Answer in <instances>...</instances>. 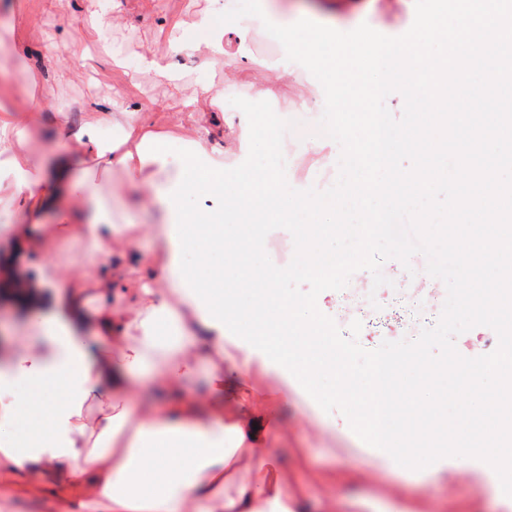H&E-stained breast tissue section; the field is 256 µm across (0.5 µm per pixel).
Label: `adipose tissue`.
<instances>
[{
  "instance_id": "obj_1",
  "label": "adipose tissue",
  "mask_w": 512,
  "mask_h": 512,
  "mask_svg": "<svg viewBox=\"0 0 512 512\" xmlns=\"http://www.w3.org/2000/svg\"><path fill=\"white\" fill-rule=\"evenodd\" d=\"M237 33L225 23L202 33L189 19L171 31L169 48L220 56ZM223 100V87L211 79L198 81L186 97L194 115L186 138L219 163L224 146L212 142L213 126L226 125L236 145L244 127L225 121L217 110ZM106 124L121 128L122 138L104 141ZM36 125L32 111L0 114V186L12 190L10 220L1 233L13 252L0 262V286L20 288L35 331L0 358V478L37 486L47 472L62 470L71 491L62 512H76L79 496L92 497L105 512H302L287 488L267 475V436L257 425L272 406L259 398L224 411L225 394L264 358L240 345L225 352L224 331L205 321L174 274L173 217L160 195L177 179L164 174L165 138L149 130L141 113L102 101L85 114L78 158L62 154L49 164L20 148ZM90 161L123 171L144 204L159 211L162 263L142 255L114 282L67 280L52 266L41 268L34 281H19L15 259L59 236L58 225L45 221L51 211L75 225L72 238L86 265L127 246L98 181L73 171L75 163ZM116 285L125 303L103 305L86 320L89 291L104 295ZM105 341L117 344V354L94 353V344ZM201 366L206 400L184 387ZM141 377L159 391V401H137ZM30 395L42 398L44 418L30 416Z\"/></svg>"
}]
</instances>
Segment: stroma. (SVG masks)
I'll return each instance as SVG.
<instances>
[{
  "instance_id": "obj_1",
  "label": "stroma",
  "mask_w": 512,
  "mask_h": 512,
  "mask_svg": "<svg viewBox=\"0 0 512 512\" xmlns=\"http://www.w3.org/2000/svg\"><path fill=\"white\" fill-rule=\"evenodd\" d=\"M122 19L119 25L99 28L86 24L87 11L98 8V0H0V53L22 51L26 67L53 95L42 104V120L27 150L37 156L75 150V128L83 111L96 99L121 89L127 102L141 105L149 114L154 132L168 135L170 146L183 145L184 130L191 118L183 103L185 90L202 75H209L236 96L249 101L274 99L288 110H303L304 98L316 93V77L292 67L293 53L313 48L316 38L311 27L297 26L288 53L274 54L263 34L253 29L251 0H224L235 15L250 24L248 47L251 53L284 69V76L261 73L236 58L209 62L201 57H183L182 87L174 89L140 75L138 70L116 68L113 57L139 61L148 50L165 54L167 27L190 11H201L207 0H117ZM349 0H336V28L355 29L365 23L374 30L398 36L415 18V0H374L372 11L357 21L344 17ZM22 5L23 18L13 21L15 5ZM76 39L90 55L81 73H74L68 58L51 60L49 48ZM288 183L324 190L338 176L337 164L327 162L323 150L308 147L306 139L288 137ZM116 223L126 229L131 246L94 267H86L79 246L59 254L54 244L31 255L20 273L29 277L42 264L56 266L60 274L78 276L91 273L119 277L142 253L154 247L149 232L154 219L150 213L123 208L115 213ZM396 260L385 261L382 273L387 285L373 288L364 272L352 275L343 291L327 290L317 304L331 317L342 335H349L353 320H360V345L376 349L385 341L415 339L422 329L438 320L446 299L444 283L426 270L399 276ZM249 388L278 398L279 417L266 424L268 446L278 461L279 475L291 497L305 502L307 512H364L366 505L402 507L406 512H512V497L504 495L500 483L479 486L475 470H460L453 458H443L431 466L413 471L402 466L386 467V452L364 443L340 412L327 413L304 395L278 384L274 375L253 368L246 380ZM65 493L61 471L44 477L42 486L30 487L18 481L0 484V512H58V498Z\"/></svg>"
}]
</instances>
